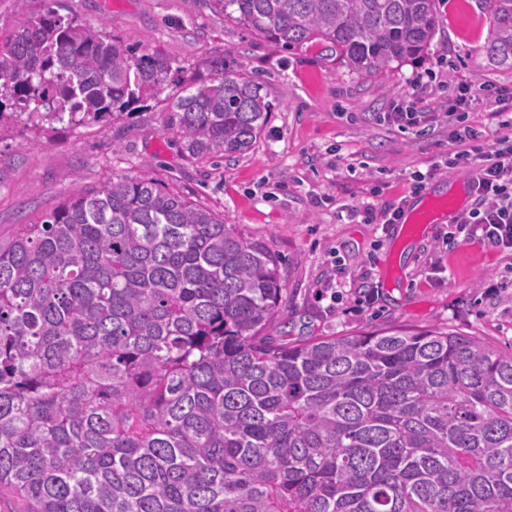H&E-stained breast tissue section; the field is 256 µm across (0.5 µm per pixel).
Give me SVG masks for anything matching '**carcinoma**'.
Segmentation results:
<instances>
[{"label": "carcinoma", "instance_id": "carcinoma-1", "mask_svg": "<svg viewBox=\"0 0 512 512\" xmlns=\"http://www.w3.org/2000/svg\"><path fill=\"white\" fill-rule=\"evenodd\" d=\"M358 72L416 58L435 0H206ZM512 70V0H481ZM136 53L51 5L0 28V127H105L166 96L197 163L271 104L209 56ZM279 255L149 175L73 190L0 243V499L27 512H512V354L401 329L288 341Z\"/></svg>", "mask_w": 512, "mask_h": 512}]
</instances>
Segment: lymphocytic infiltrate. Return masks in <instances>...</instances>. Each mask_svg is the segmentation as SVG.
<instances>
[{"label":"lymphocytic infiltrate","mask_w":512,"mask_h":512,"mask_svg":"<svg viewBox=\"0 0 512 512\" xmlns=\"http://www.w3.org/2000/svg\"><path fill=\"white\" fill-rule=\"evenodd\" d=\"M494 102L501 136L483 145L472 126L456 125L449 133L456 149L444 166L471 169L474 206L456 216L448 239L512 251V96L500 95Z\"/></svg>","instance_id":"f902f5d3"}]
</instances>
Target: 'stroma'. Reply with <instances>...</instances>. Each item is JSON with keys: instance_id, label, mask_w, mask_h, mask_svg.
<instances>
[{"instance_id": "obj_1", "label": "stroma", "mask_w": 512, "mask_h": 512, "mask_svg": "<svg viewBox=\"0 0 512 512\" xmlns=\"http://www.w3.org/2000/svg\"><path fill=\"white\" fill-rule=\"evenodd\" d=\"M59 14L138 50L189 66L221 53L252 76L272 112L255 146L215 163L188 160L148 101L107 127L0 129V240L49 214L69 191L150 175L223 213L236 234L267 244L282 262L284 316L277 335L354 336L374 330L452 329L512 352V255L446 241L447 223L419 239L370 224L365 209L410 207L423 192L470 208L469 168L445 169L448 122L420 133L385 121L396 106L444 114L458 84L477 85L463 114L485 140L497 91L512 70L489 64V19L478 0H437L438 25L423 58L357 73L321 45L278 47L212 12L204 0H56ZM427 176L415 190V173Z\"/></svg>"}]
</instances>
